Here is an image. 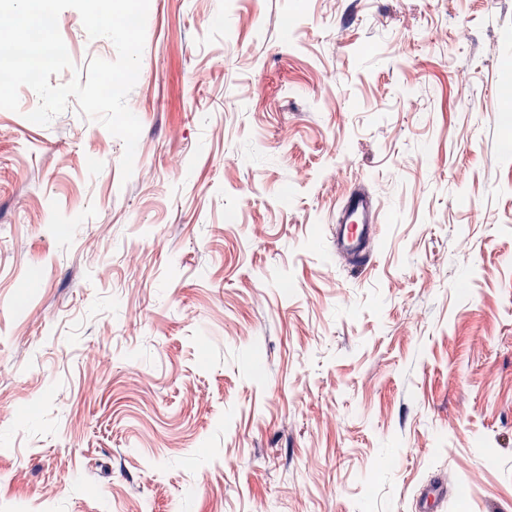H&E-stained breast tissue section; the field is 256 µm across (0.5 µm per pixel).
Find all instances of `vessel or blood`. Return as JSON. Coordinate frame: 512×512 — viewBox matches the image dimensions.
Listing matches in <instances>:
<instances>
[{
    "label": "vessel or blood",
    "mask_w": 512,
    "mask_h": 512,
    "mask_svg": "<svg viewBox=\"0 0 512 512\" xmlns=\"http://www.w3.org/2000/svg\"><path fill=\"white\" fill-rule=\"evenodd\" d=\"M380 207L364 190L349 192L332 227V246L337 254L353 260L358 267L373 262L372 240L377 233Z\"/></svg>",
    "instance_id": "b4317fda"
}]
</instances>
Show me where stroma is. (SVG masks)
<instances>
[{"mask_svg": "<svg viewBox=\"0 0 512 512\" xmlns=\"http://www.w3.org/2000/svg\"><path fill=\"white\" fill-rule=\"evenodd\" d=\"M126 102L0 109V512H512V0H151ZM380 207L364 190L349 192L332 227V246L337 254L353 260L356 266L372 265V240L377 233Z\"/></svg>", "mask_w": 512, "mask_h": 512, "instance_id": "35a3bbf8", "label": "stroma"}]
</instances>
